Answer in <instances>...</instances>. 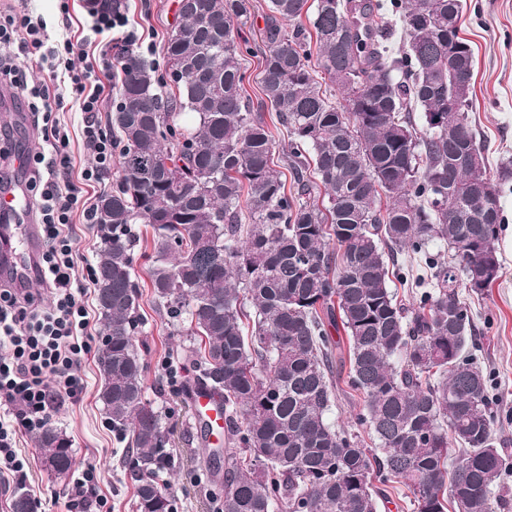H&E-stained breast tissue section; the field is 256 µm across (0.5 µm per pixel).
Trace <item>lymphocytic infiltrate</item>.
Segmentation results:
<instances>
[{
	"mask_svg": "<svg viewBox=\"0 0 512 512\" xmlns=\"http://www.w3.org/2000/svg\"><path fill=\"white\" fill-rule=\"evenodd\" d=\"M71 38L52 39L42 18L10 12L0 18V78L8 79L27 101L41 132L39 147L25 158L39 188L35 201L43 249L34 278L49 288L52 304L32 312L33 297L24 289L0 284V483L23 479L27 461L15 450V437L46 428L61 403L81 399L83 364L95 345L84 297L94 285L92 266L75 245L73 215L94 224L92 207L81 205L83 189L101 183L112 169L117 146L98 120L106 82L123 78L120 57L105 51L82 66L72 58L82 53ZM46 68V81L29 85L22 60ZM83 112L82 134L93 156L92 166L73 174L70 139L61 132L58 112L66 98ZM76 512H102L97 468L86 465L70 487Z\"/></svg>",
	"mask_w": 512,
	"mask_h": 512,
	"instance_id": "f902f5d3",
	"label": "lymphocytic infiltrate"
}]
</instances>
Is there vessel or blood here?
<instances>
[{"label":"vessel or blood","instance_id":"1","mask_svg":"<svg viewBox=\"0 0 512 512\" xmlns=\"http://www.w3.org/2000/svg\"><path fill=\"white\" fill-rule=\"evenodd\" d=\"M29 200L22 193L0 194V240L13 256L17 266H24L37 259L41 250V238L37 225L23 223ZM194 405L199 415L204 416L208 431L224 427V413L208 392L195 395Z\"/></svg>","mask_w":512,"mask_h":512}]
</instances>
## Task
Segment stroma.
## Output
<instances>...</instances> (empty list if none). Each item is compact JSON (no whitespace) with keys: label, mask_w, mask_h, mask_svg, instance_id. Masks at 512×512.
<instances>
[{"label":"stroma","mask_w":512,"mask_h":512,"mask_svg":"<svg viewBox=\"0 0 512 512\" xmlns=\"http://www.w3.org/2000/svg\"><path fill=\"white\" fill-rule=\"evenodd\" d=\"M461 35L470 44L475 59L471 114L485 146L487 172L495 174L500 160L512 156V0H465ZM125 12L154 46L146 59L163 61L162 49L178 15L179 0H124ZM86 0H0V9L25 10L42 16L51 37L63 34L62 14L81 16ZM39 132L23 99L10 87L0 84V189L22 187L27 197L36 189L29 170L18 159L38 145ZM507 230H500L495 246L502 269L497 281L482 295H464L473 314V344L484 371L491 379L505 421L496 431L498 447L512 452V247H507ZM135 271L141 284L140 313L143 331L136 339L147 365L145 377L148 398H163L164 423L172 432L175 474H162L176 499L177 512H217L219 477L209 460L212 444L200 433L193 403L182 393L191 383L194 371L181 358L185 337L171 335L153 299L148 272L151 266L152 237L144 235L135 249ZM177 370L175 384H168L164 363ZM87 390L76 403L67 402L55 413L52 423L72 442L76 465L94 463L100 473L99 492L107 498L111 512H135L134 485L124 466L125 445L106 423L98 394L101 378L96 356L84 365ZM17 451L28 460L23 485L0 486V512H12L14 494L25 493L38 504V512H69L67 491L71 478L51 477L42 467L40 453L30 434L17 436Z\"/></svg>","instance_id":"stroma-1"}]
</instances>
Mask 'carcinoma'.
<instances>
[{
    "label": "carcinoma",
    "mask_w": 512,
    "mask_h": 512,
    "mask_svg": "<svg viewBox=\"0 0 512 512\" xmlns=\"http://www.w3.org/2000/svg\"><path fill=\"white\" fill-rule=\"evenodd\" d=\"M404 49L384 44L380 0H269L258 106L245 94L240 30L253 0H179L165 75L136 49L112 111L119 176L96 204L95 296L104 410L122 439L135 512H175L157 481L173 464L146 397L135 225L152 229L150 286L171 333L189 338L195 387L224 408L221 512H377L404 485L415 512H512L501 482L490 380L467 351L469 310L501 264V186L470 116L474 55L463 0H392ZM324 73L341 94L323 90ZM416 105L424 125L403 111ZM288 133L286 164L263 110ZM189 113L193 122L181 126ZM287 171H281V168ZM291 183H286L285 173ZM440 241L452 255L433 251ZM413 255L426 275L408 264ZM397 279L416 308L396 299ZM347 336L346 379L330 328ZM363 397L355 424L328 420L340 384ZM50 474L74 465L50 425L35 436Z\"/></svg>",
    "instance_id": "1"
}]
</instances>
